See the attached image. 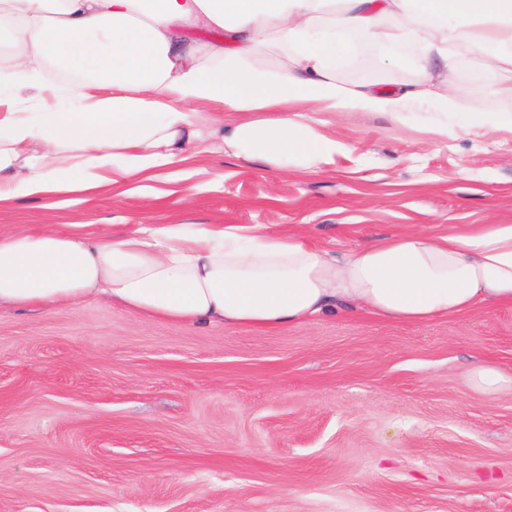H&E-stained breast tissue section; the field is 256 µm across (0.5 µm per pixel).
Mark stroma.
<instances>
[{
  "label": "stroma",
  "instance_id": "35a3bbf8",
  "mask_svg": "<svg viewBox=\"0 0 512 512\" xmlns=\"http://www.w3.org/2000/svg\"><path fill=\"white\" fill-rule=\"evenodd\" d=\"M459 108L308 109L335 155L288 169L219 149L78 194L0 203V231L261 225L339 254L512 224V99L491 57ZM512 305L424 323L346 306L282 329L168 322L96 298L0 310V512H512ZM475 382L485 390H494L509 382L512 385V376L504 375L493 366H480L475 371Z\"/></svg>",
  "mask_w": 512,
  "mask_h": 512
}]
</instances>
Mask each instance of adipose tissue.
<instances>
[{
  "mask_svg": "<svg viewBox=\"0 0 512 512\" xmlns=\"http://www.w3.org/2000/svg\"><path fill=\"white\" fill-rule=\"evenodd\" d=\"M0 0L11 69L0 72V202L88 191L182 160L210 130L235 155L287 168L335 153L302 105L399 115L433 91L466 46L512 65V0ZM193 30L216 31L200 44ZM406 39L423 70L398 91L338 82L350 34ZM265 47L287 64L258 62ZM74 79L47 81L46 61ZM109 96L87 93V84ZM228 112L250 121L224 129ZM105 297L138 314L266 329L335 312L338 301L425 322L512 304V224L401 233L336 255L297 234L241 224H136L109 239L54 226L0 234V306L61 308Z\"/></svg>",
  "mask_w": 512,
  "mask_h": 512,
  "instance_id": "obj_1",
  "label": "adipose tissue"
}]
</instances>
